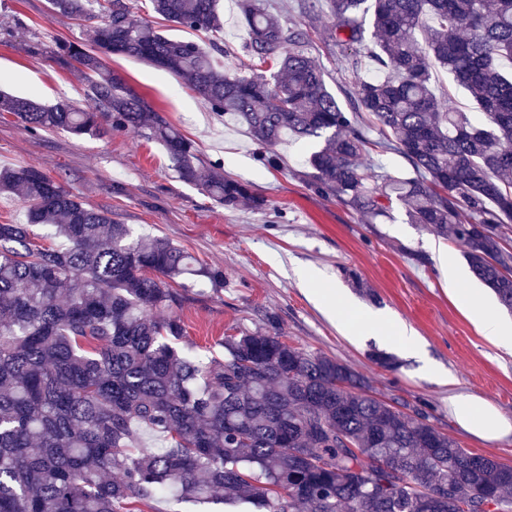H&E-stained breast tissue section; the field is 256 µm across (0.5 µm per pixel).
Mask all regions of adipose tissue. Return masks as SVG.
<instances>
[{"label": "adipose tissue", "instance_id": "adipose-tissue-1", "mask_svg": "<svg viewBox=\"0 0 512 512\" xmlns=\"http://www.w3.org/2000/svg\"><path fill=\"white\" fill-rule=\"evenodd\" d=\"M448 406L458 425L479 439L499 440L512 436V418L479 396L452 389L448 392Z\"/></svg>", "mask_w": 512, "mask_h": 512}]
</instances>
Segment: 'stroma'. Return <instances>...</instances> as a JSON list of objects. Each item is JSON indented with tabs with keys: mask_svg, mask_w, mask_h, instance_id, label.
<instances>
[{
	"mask_svg": "<svg viewBox=\"0 0 512 512\" xmlns=\"http://www.w3.org/2000/svg\"><path fill=\"white\" fill-rule=\"evenodd\" d=\"M272 2L282 23L310 32L328 90L347 105L359 77L344 66L346 47L328 41V15L302 14L297 0ZM220 10L225 68L246 76L257 72L256 60L242 49L246 29L238 0H220ZM89 35V22L51 13L47 0H0V88L43 104L62 99L84 104L87 86L74 69L48 53L28 55L21 45L85 42ZM111 66L194 142L204 171L251 183L265 208L257 211L243 202L228 209L216 203L201 184L180 179L165 150L142 130H113L100 137L63 131L34 135L14 115L0 112V168H39L87 207L108 211L135 232L166 237L201 262L221 267L222 290L203 289L171 311L185 329L183 348L219 355L224 336L275 324L289 344L349 364L380 397L426 407L430 422L461 447L512 465V437L474 438L448 409L453 384L512 417V357L482 337L451 289H472L484 306L497 307L498 301L468 271L453 239L409 223L400 201H393L382 223L371 224L335 197L317 193L307 180L315 142L277 146L281 165L266 168L250 135L225 124L184 80L121 55L113 56ZM440 248L462 271L456 284H448L439 268ZM309 285L342 291L359 309L377 310L385 321L411 326L451 382L428 374L406 350L385 341L383 325L360 341L345 336L311 301L305 291ZM375 351L393 355L396 368L376 364Z\"/></svg>",
	"mask_w": 512,
	"mask_h": 512,
	"instance_id": "1",
	"label": "stroma"
}]
</instances>
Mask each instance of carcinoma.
<instances>
[{"label":"carcinoma","mask_w":512,"mask_h":512,"mask_svg":"<svg viewBox=\"0 0 512 512\" xmlns=\"http://www.w3.org/2000/svg\"><path fill=\"white\" fill-rule=\"evenodd\" d=\"M88 20L93 46L61 40L51 54L88 87L84 108L0 91V112L31 132L74 136L146 129L179 178L217 203L251 198L250 185L204 172L193 142L162 119L108 65L136 58L184 78L224 123L240 125L279 167L273 147L319 142L309 185L371 222L397 199L410 223L453 236L473 275L512 312V0H325L329 38L355 44L345 68L360 81L349 107L328 91L311 35L288 27L262 0H241L244 51L270 75L226 70L224 48L205 50L132 19L135 0H49ZM220 0H142L191 32L223 28ZM98 6V13L92 7ZM471 94L463 112L437 93L432 69ZM377 147L407 160L410 177L380 170ZM0 193L28 204L27 222L0 224V512H141L167 494L206 504L224 490L262 512H465L489 497L512 512V466L461 447L420 409L389 402L352 367L307 353L279 334L241 330L224 356L178 346L184 329L158 317L224 271L172 241L139 236L85 206L38 168L0 169ZM57 243L34 244L33 227ZM161 440L137 445L135 426ZM119 478L112 479V472Z\"/></svg>","instance_id":"carcinoma-1"}]
</instances>
